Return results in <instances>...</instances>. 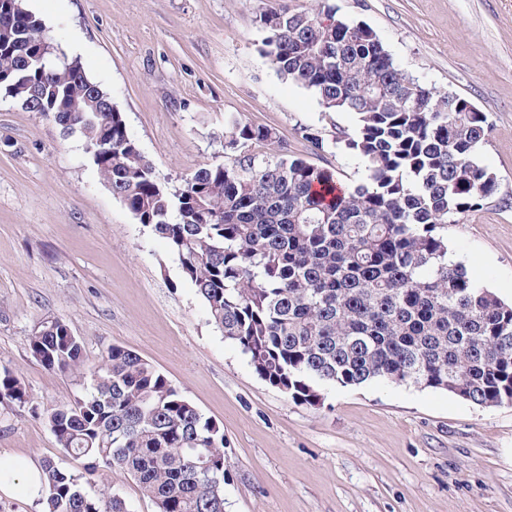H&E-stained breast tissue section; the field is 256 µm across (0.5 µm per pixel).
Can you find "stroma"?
<instances>
[{"instance_id":"stroma-1","label":"stroma","mask_w":512,"mask_h":512,"mask_svg":"<svg viewBox=\"0 0 512 512\" xmlns=\"http://www.w3.org/2000/svg\"><path fill=\"white\" fill-rule=\"evenodd\" d=\"M394 63L465 98L490 124L480 160L497 190L448 227L469 275L512 302V0H332ZM282 0H24L123 113L158 176L177 186L220 160L224 116L272 129L292 155L346 186L363 168L334 138L352 114L279 76L258 51L260 13ZM322 130L324 149L295 132ZM83 342L86 368L113 345L147 359L224 430V512H512V405L483 408L414 385L321 388L295 402L209 321L177 257L98 175L83 140L0 96V370L31 400L0 405V452L80 470L45 423L87 379L45 368L29 338L44 318ZM97 484L155 512L137 481Z\"/></svg>"}]
</instances>
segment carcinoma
Wrapping results in <instances>:
<instances>
[{
	"mask_svg": "<svg viewBox=\"0 0 512 512\" xmlns=\"http://www.w3.org/2000/svg\"><path fill=\"white\" fill-rule=\"evenodd\" d=\"M257 24L259 53L280 76L356 117L336 139L365 181L331 200L322 188L334 173L235 114L224 115V160L169 187L81 63L43 50L51 39L23 0H0V95L83 138L112 194L178 257L211 323L294 401L377 380L511 405L512 305L448 261L444 234L496 189L477 159L486 115L448 111L458 95L405 74L370 27L327 0ZM29 346L50 370H84L82 341L63 321L40 322ZM29 400L3 370L0 404ZM45 421L85 460L79 472L43 461L45 512H128L107 489L90 491L101 466L130 474L156 512H224V430L136 352L107 348L87 392Z\"/></svg>",
	"mask_w": 512,
	"mask_h": 512,
	"instance_id": "cac0c4a2",
	"label": "carcinoma"
}]
</instances>
